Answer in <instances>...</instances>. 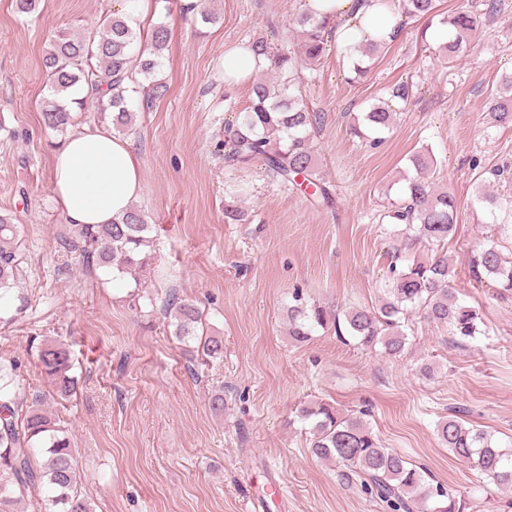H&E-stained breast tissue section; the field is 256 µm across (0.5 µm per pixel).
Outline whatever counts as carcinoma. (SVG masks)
<instances>
[{"mask_svg":"<svg viewBox=\"0 0 512 512\" xmlns=\"http://www.w3.org/2000/svg\"><path fill=\"white\" fill-rule=\"evenodd\" d=\"M398 8L406 18L425 19L448 29V40L435 49L437 59L445 64L460 57L481 28V15L469 5L448 15L439 12L436 0H398ZM289 27L297 42L296 55L274 52L263 37L249 41L248 49L266 58L270 69L281 78L253 79L250 104L235 121L224 124L218 147L224 150V161L260 162L283 185L301 182L325 201L328 191L310 140V132L321 124L322 117L309 109L295 75L304 65L317 66L327 54L333 22L300 12ZM169 39L165 22L155 23L144 34L118 12L104 19L92 36L65 31L51 35L43 55L48 78L42 108L45 127L61 134L67 132L73 123L72 113L84 104V98L78 96L79 86L85 83L93 87L103 81L111 96L101 105V112L110 115L117 132L132 131L134 105L148 109L168 91L159 74ZM383 50L384 46L373 43L359 46L348 58L350 72L362 77ZM395 115L388 103H375L350 130L362 137V128H368L377 134L370 140L376 145L381 141L379 134L393 127ZM484 121L490 127L512 125V74L502 77ZM434 163L433 151L426 146L409 157L415 175L404 178L401 196L388 211L394 223L403 225V250H410L421 240L432 246L431 253L400 269L392 266L393 284L387 299L373 309L351 308L342 321L319 305L302 303L300 293H295L297 305L291 309L289 329L295 341L303 342L313 328L331 324L337 334L347 333L365 350L379 345L385 354L396 356L405 350L407 341L401 320L412 309L423 311L432 322L447 325L451 334L461 339L480 333L478 313L461 303L451 286L455 261L440 249L455 234L457 207L448 191L434 187L425 177ZM17 229L11 218L0 215V297L12 289L20 273ZM149 229L144 214L132 206L110 224L76 228V239L70 241V246L80 252L86 264L130 274L146 265ZM466 262L476 279L490 277L501 290L512 292V259L504 257L495 245L477 247ZM167 307L175 322V336L181 341L195 336V325L201 319L199 309L174 297ZM202 353L210 358L221 356L222 337L205 339ZM38 360L55 395L69 399L76 391L70 346L44 342L38 349ZM300 417L310 422L313 455L345 468L341 479L360 481V487L388 512H466L467 503L462 497L442 484L429 483L402 454L383 447L361 417H341L326 403L302 408ZM437 434L455 456L471 461L502 491L512 492V456L494 446L483 430L450 418L437 426ZM73 453L61 420L44 408L42 399L30 404L19 399L11 373L1 369L0 512H13L14 503L24 494L35 499L39 512H93L91 504L78 493Z\"/></svg>","mask_w":512,"mask_h":512,"instance_id":"obj_1","label":"carcinoma"}]
</instances>
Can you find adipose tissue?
Listing matches in <instances>:
<instances>
[{"label": "adipose tissue", "instance_id": "1", "mask_svg": "<svg viewBox=\"0 0 512 512\" xmlns=\"http://www.w3.org/2000/svg\"><path fill=\"white\" fill-rule=\"evenodd\" d=\"M305 10L335 24L344 53L369 41L392 43L402 17L378 0H305ZM143 178L132 142L104 129L70 135L55 155L52 191L69 224H108L142 195Z\"/></svg>", "mask_w": 512, "mask_h": 512}]
</instances>
